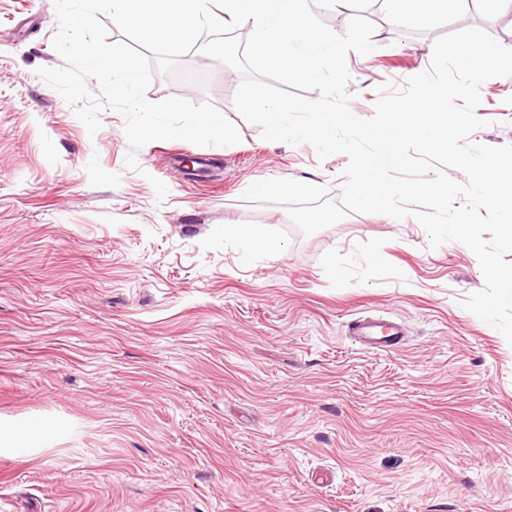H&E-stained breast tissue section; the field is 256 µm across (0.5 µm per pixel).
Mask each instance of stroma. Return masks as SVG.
I'll return each mask as SVG.
<instances>
[{
	"mask_svg": "<svg viewBox=\"0 0 512 512\" xmlns=\"http://www.w3.org/2000/svg\"><path fill=\"white\" fill-rule=\"evenodd\" d=\"M349 52V107L426 71L442 34L480 27L512 48V7L442 5L422 29L388 25ZM53 0H0V512H512V345L462 302L475 254L430 248L414 217L350 213L303 235L285 206L244 200L293 179L339 200L345 154L264 139L233 105L240 74L178 67L146 96L208 102L238 144L154 141L125 163L126 120L89 134L37 74L63 61ZM512 143V77L481 87ZM168 187L158 198L151 184ZM262 224L266 252L225 238ZM371 312L407 344L366 353L346 337Z\"/></svg>",
	"mask_w": 512,
	"mask_h": 512,
	"instance_id": "obj_1",
	"label": "stroma"
}]
</instances>
